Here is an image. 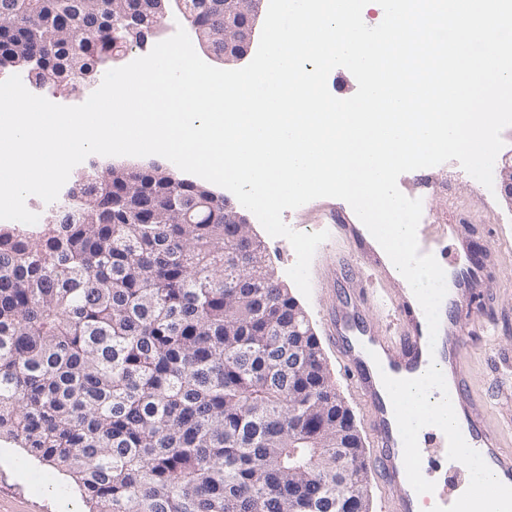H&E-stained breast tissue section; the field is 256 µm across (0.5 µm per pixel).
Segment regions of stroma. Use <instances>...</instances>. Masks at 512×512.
Segmentation results:
<instances>
[{
    "label": "stroma",
    "instance_id": "1",
    "mask_svg": "<svg viewBox=\"0 0 512 512\" xmlns=\"http://www.w3.org/2000/svg\"><path fill=\"white\" fill-rule=\"evenodd\" d=\"M435 172L444 188L430 196L431 213L442 223L466 225L471 242L484 256L478 289L494 304L488 309L472 304L457 311L456 319L467 339L465 356L476 405L499 431L504 447L512 449V248L500 249L502 243L512 245V204L506 201L501 185L479 186L458 161L438 165ZM250 227L263 242L275 276L289 284L287 271L296 261L289 241L268 235L258 220H251ZM352 250L351 240L336 236L330 251H316L310 270L312 293L301 305L320 341L336 390L353 412L364 442L365 459L370 463V512H384L381 481L372 466L377 447L365 422V409L325 334L327 314L342 288L329 271L336 256ZM0 512H87V506L83 498L63 486L53 467L34 460L22 469L3 461Z\"/></svg>",
    "mask_w": 512,
    "mask_h": 512
}]
</instances>
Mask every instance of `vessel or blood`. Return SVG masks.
<instances>
[{
	"label": "vessel or blood",
	"mask_w": 512,
	"mask_h": 512,
	"mask_svg": "<svg viewBox=\"0 0 512 512\" xmlns=\"http://www.w3.org/2000/svg\"><path fill=\"white\" fill-rule=\"evenodd\" d=\"M399 181L411 186L413 197L423 200L435 187V179L426 168L404 173ZM323 219L358 245L353 254L336 260L337 275L346 279V297L333 306L328 332L340 360L351 373L352 386L364 404L367 424L380 450L376 468L386 489L385 512H418L420 496L406 477L403 444L382 378H416L432 363L445 376L466 442L482 455L502 483L512 486V450L504 448L474 405L463 361L466 340L452 315L453 310L471 302L481 268L459 226L427 221L417 230L419 249L424 254L444 259L448 256L449 241L458 243L459 260L451 271V283L440 305L437 336H430L425 315L408 288L390 300L398 321L396 334L390 335L379 321L366 316L360 294L368 286V276L389 281L396 279L397 269L386 258L383 248L371 242L364 226L352 223L344 203L327 205ZM418 445L422 474H429L432 459L442 460L440 482L444 493L440 504L452 505L469 484L467 468L448 460L447 439L437 427L422 428Z\"/></svg>",
	"instance_id": "1"
}]
</instances>
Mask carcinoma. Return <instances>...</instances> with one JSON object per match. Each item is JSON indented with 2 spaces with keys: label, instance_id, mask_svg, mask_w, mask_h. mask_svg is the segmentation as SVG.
I'll list each match as a JSON object with an SVG mask.
<instances>
[{
  "label": "carcinoma",
  "instance_id": "carcinoma-1",
  "mask_svg": "<svg viewBox=\"0 0 512 512\" xmlns=\"http://www.w3.org/2000/svg\"><path fill=\"white\" fill-rule=\"evenodd\" d=\"M0 0V67L93 81L113 0ZM224 29V0H190ZM35 232L0 231V438L54 466L89 512H336L366 473L315 336L288 375V289L224 199L150 170L83 182Z\"/></svg>",
  "mask_w": 512,
  "mask_h": 512
}]
</instances>
